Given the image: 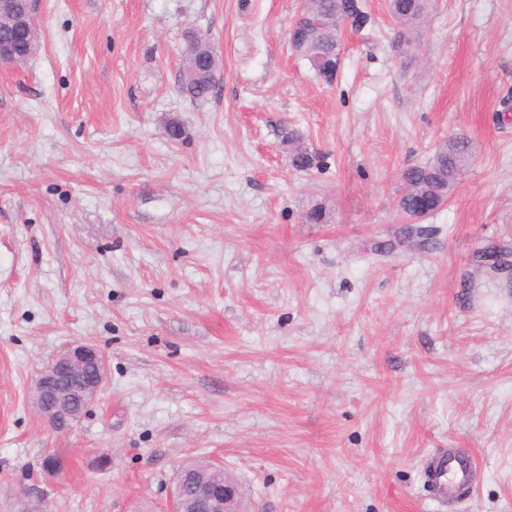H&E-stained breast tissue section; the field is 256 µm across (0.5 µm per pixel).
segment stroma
Listing matches in <instances>:
<instances>
[{
    "mask_svg": "<svg viewBox=\"0 0 512 512\" xmlns=\"http://www.w3.org/2000/svg\"><path fill=\"white\" fill-rule=\"evenodd\" d=\"M304 7L39 0L0 69V512H169L214 459L246 512H512V0H437L400 51L365 0L329 83L289 42ZM456 135L470 166L402 236V173ZM75 344L106 378L57 432L33 388ZM445 448L476 467L451 503L423 478ZM183 40L186 64L181 74V87L193 99H206L217 89L216 53L210 41L193 28L186 29Z\"/></svg>",
    "mask_w": 512,
    "mask_h": 512,
    "instance_id": "stroma-1",
    "label": "stroma"
}]
</instances>
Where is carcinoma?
Masks as SVG:
<instances>
[{
  "instance_id": "1",
  "label": "carcinoma",
  "mask_w": 512,
  "mask_h": 512,
  "mask_svg": "<svg viewBox=\"0 0 512 512\" xmlns=\"http://www.w3.org/2000/svg\"><path fill=\"white\" fill-rule=\"evenodd\" d=\"M434 9L433 0H387V10L399 25L395 42L406 44L408 30L423 22ZM368 21L362 0H307L299 25L306 39L294 46L297 53L308 58L318 74L329 70L340 54L339 27L349 22L360 27ZM186 64L180 84L190 97L201 100L212 96L217 89L218 63L210 41L193 28L183 34ZM292 163L300 170L312 167L315 156L308 152L300 135L290 134ZM469 141L463 136L450 139V145L440 143L426 163L414 166L403 173L404 191L398 200V210L412 212L416 201L415 191H430L438 182L448 185L458 183L461 172L469 164Z\"/></svg>"
}]
</instances>
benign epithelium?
Segmentation results:
<instances>
[{
    "mask_svg": "<svg viewBox=\"0 0 512 512\" xmlns=\"http://www.w3.org/2000/svg\"><path fill=\"white\" fill-rule=\"evenodd\" d=\"M37 0H29V12L21 14L11 0H0V15L10 17L11 28L20 32L30 51L38 34L33 14ZM106 375L101 352L90 344L72 345L55 356L41 371L35 386V407L48 426L66 431L95 398ZM209 476L184 468L177 477L173 512H240L238 484L226 475L218 461L207 463Z\"/></svg>",
    "mask_w": 512,
    "mask_h": 512,
    "instance_id": "benign-epithelium-1",
    "label": "benign epithelium"
}]
</instances>
